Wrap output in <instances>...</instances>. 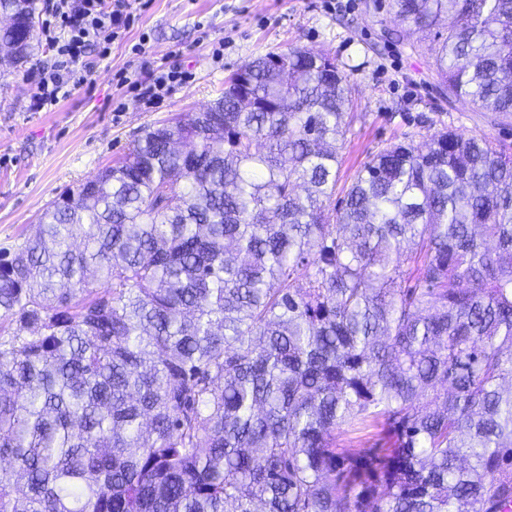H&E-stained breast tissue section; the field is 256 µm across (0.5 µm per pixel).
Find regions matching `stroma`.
Wrapping results in <instances>:
<instances>
[{
    "label": "stroma",
    "instance_id": "1",
    "mask_svg": "<svg viewBox=\"0 0 512 512\" xmlns=\"http://www.w3.org/2000/svg\"><path fill=\"white\" fill-rule=\"evenodd\" d=\"M139 19L108 58H89L87 82L57 105L35 109L36 70L53 58L42 34L27 62L0 65V252L35 234L61 193L93 179L145 129L206 108L252 58L299 47L350 68V128L339 150L337 194L393 143L425 144L443 128L488 135L512 150V125L435 91L429 51L412 52L392 32V0H140ZM223 46L224 61L212 51ZM188 80L151 101L158 69Z\"/></svg>",
    "mask_w": 512,
    "mask_h": 512
}]
</instances>
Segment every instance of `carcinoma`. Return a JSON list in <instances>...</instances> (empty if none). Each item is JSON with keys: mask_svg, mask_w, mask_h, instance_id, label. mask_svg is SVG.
Returning <instances> with one entry per match:
<instances>
[{"mask_svg": "<svg viewBox=\"0 0 512 512\" xmlns=\"http://www.w3.org/2000/svg\"><path fill=\"white\" fill-rule=\"evenodd\" d=\"M394 7L448 95L512 119V0ZM36 10L0 0L1 65ZM349 87L260 55L0 254V512L512 503V152L392 144L334 207ZM369 418L384 447L338 451Z\"/></svg>", "mask_w": 512, "mask_h": 512, "instance_id": "cac0c4a2", "label": "carcinoma"}]
</instances>
